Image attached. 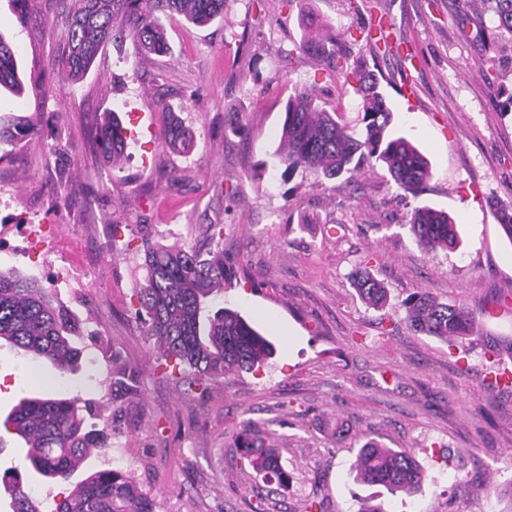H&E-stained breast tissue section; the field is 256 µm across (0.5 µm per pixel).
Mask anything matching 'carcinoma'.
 Segmentation results:
<instances>
[{
  "label": "carcinoma",
  "mask_w": 512,
  "mask_h": 512,
  "mask_svg": "<svg viewBox=\"0 0 512 512\" xmlns=\"http://www.w3.org/2000/svg\"><path fill=\"white\" fill-rule=\"evenodd\" d=\"M480 9L498 18L499 29L512 34V0H472ZM226 0H65L66 42L52 67L78 82L91 68L102 47L133 32L147 52L167 50L162 17L174 14L196 25H207L224 15ZM305 26L314 31L299 50L309 53L315 46L326 55L327 65L348 84L354 80L362 94L360 133L348 132L336 121V113L317 104L314 90L293 88L285 106L282 148L278 162L290 173L298 170L327 179L350 180L371 162L386 166L397 188L418 196L432 172L425 155L407 138L390 132L392 110L375 81L361 71L360 59L336 54L321 47V35L329 24L308 16ZM0 87L19 93L15 50L0 38ZM35 131L34 117L0 115V143H18ZM117 113L106 115L93 130V140L104 160H119L127 138ZM166 146L177 152L191 147L192 138L178 119L171 117L165 129ZM503 232L512 241V205H496ZM408 228L426 253L446 251L460 243L454 219L428 205L416 207ZM214 247L203 252L185 243L149 245L144 249V282L136 291L137 312L145 316V336L154 341L161 358L172 369L188 367L203 378L228 377L250 372L273 353L272 343L237 310H212L214 299L232 287L236 271L224 257L222 232ZM354 287L367 304L382 308L388 290L369 268L360 270ZM406 320L417 332L449 343L478 333L472 313L463 306L442 303L421 290L405 302ZM79 332L78 320L55 303L51 293L36 282L12 271H0V340L18 353L33 354L50 362L60 373L78 368L82 350L72 337ZM485 348L512 357V340L495 336L484 339ZM135 374L128 368L112 372V390L133 394ZM95 410V403L79 397L23 398L5 418L26 445L23 467L48 482L68 481L95 449H106L102 431L85 426L82 412ZM255 425L242 422L235 440L241 458L269 482L288 480L270 440L254 434ZM354 479L384 487L389 493L413 494L426 481L425 471L411 453L385 448L373 439L357 449L352 465ZM0 484L9 492L12 512H42L41 503L29 493L18 470L5 472ZM55 512H154V502L139 492L126 471L96 470L78 481L71 491L55 500Z\"/></svg>",
  "instance_id": "1"
}]
</instances>
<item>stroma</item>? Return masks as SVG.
<instances>
[{
    "mask_svg": "<svg viewBox=\"0 0 512 512\" xmlns=\"http://www.w3.org/2000/svg\"><path fill=\"white\" fill-rule=\"evenodd\" d=\"M331 25L337 49L373 71L393 110L392 126L427 157L432 177L404 196L382 164L352 182L288 173L274 160L294 85L361 129L362 98L326 62L299 51L302 9ZM389 16L415 57L375 62L364 32ZM59 0H30L19 15L0 0V38L16 49L23 96L0 91V110L35 115L34 134L0 144V269L52 289L80 321L86 357L57 396L98 402L107 453L92 454L71 481H24L67 495L106 467L108 453L155 512H358L374 497L385 512H512V391L491 384L481 341L447 344L413 331L405 301L428 290L460 304L483 332L512 339V241L493 202L512 203V45L470 0H227L222 18L166 22L165 54L131 36L108 42L79 83L53 71L66 30ZM408 72L416 95L397 80ZM116 111L135 146L120 166L88 137L90 122ZM192 136L190 150L164 146L168 115ZM429 204L457 224V249L428 255L406 223ZM24 224L53 234L38 257H7L28 241ZM239 270L226 307L272 343L254 373L201 382L171 374L135 316L144 242L188 241L205 249L213 225ZM369 265L389 291L367 307L353 276ZM74 274L70 287L58 272ZM132 365L135 394L110 399L112 368ZM53 367L0 343V420L39 392ZM273 437L288 483L278 493L234 446L243 420ZM411 450L427 478L420 493L390 494L354 481L357 440Z\"/></svg>",
    "mask_w": 512,
    "mask_h": 512,
    "instance_id": "stroma-1",
    "label": "stroma"
}]
</instances>
